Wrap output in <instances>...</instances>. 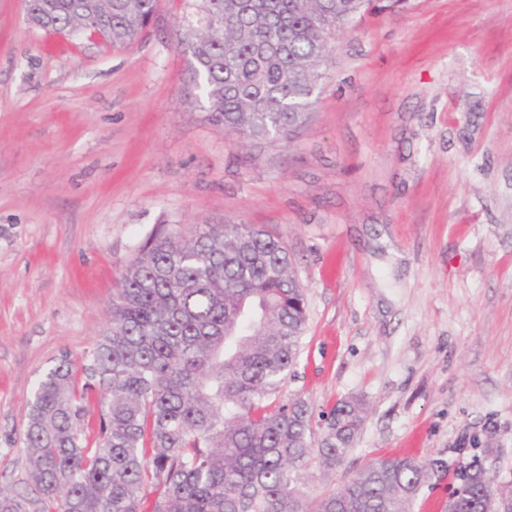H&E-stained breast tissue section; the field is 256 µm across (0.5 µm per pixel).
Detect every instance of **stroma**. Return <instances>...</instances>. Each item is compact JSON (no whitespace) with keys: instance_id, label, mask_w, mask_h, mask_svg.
I'll return each mask as SVG.
<instances>
[{"instance_id":"obj_1","label":"stroma","mask_w":512,"mask_h":512,"mask_svg":"<svg viewBox=\"0 0 512 512\" xmlns=\"http://www.w3.org/2000/svg\"><path fill=\"white\" fill-rule=\"evenodd\" d=\"M185 0L134 44H76L0 0V486L26 488L40 376L106 328L160 224L282 238L307 322L275 402L359 399L343 463L479 456L512 485V0H407L329 42L292 142L245 144L184 91Z\"/></svg>"}]
</instances>
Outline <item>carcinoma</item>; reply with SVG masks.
<instances>
[{"label":"carcinoma","mask_w":512,"mask_h":512,"mask_svg":"<svg viewBox=\"0 0 512 512\" xmlns=\"http://www.w3.org/2000/svg\"><path fill=\"white\" fill-rule=\"evenodd\" d=\"M177 34L187 96L204 120L244 140L292 139L316 102L328 41L402 0H191ZM159 0H29V24L63 36L134 43ZM285 242L248 224L163 225L113 289L109 327L40 378L24 436L33 488L0 490V512H411L451 478L456 512H491L471 465L382 457L338 492L310 498L302 475L336 468L364 422L357 399L313 414L270 396L307 320ZM100 391L98 425L85 424Z\"/></svg>","instance_id":"cac0c4a2"}]
</instances>
